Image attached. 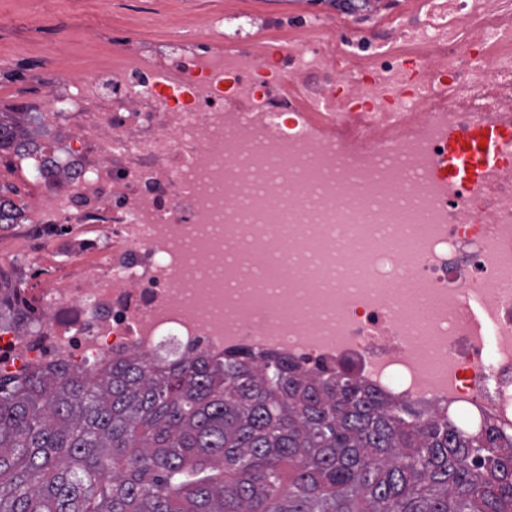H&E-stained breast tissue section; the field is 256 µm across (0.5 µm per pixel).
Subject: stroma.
Wrapping results in <instances>:
<instances>
[{"label":"stroma","mask_w":512,"mask_h":512,"mask_svg":"<svg viewBox=\"0 0 512 512\" xmlns=\"http://www.w3.org/2000/svg\"><path fill=\"white\" fill-rule=\"evenodd\" d=\"M309 6V0H112L107 7L101 0H0V110L11 111L22 101L25 86L38 79L54 44L68 46L70 69L91 73L111 60L118 44L161 45L203 15L239 11L261 21ZM91 26L106 36L95 56L84 40Z\"/></svg>","instance_id":"obj_1"}]
</instances>
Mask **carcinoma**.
<instances>
[{
  "mask_svg": "<svg viewBox=\"0 0 512 512\" xmlns=\"http://www.w3.org/2000/svg\"><path fill=\"white\" fill-rule=\"evenodd\" d=\"M22 136L0 111V154ZM0 512H512V443L348 373L134 355L0 377Z\"/></svg>",
  "mask_w": 512,
  "mask_h": 512,
  "instance_id": "cac0c4a2",
  "label": "carcinoma"
}]
</instances>
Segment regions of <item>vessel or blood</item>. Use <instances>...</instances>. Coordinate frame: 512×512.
<instances>
[{"label": "vessel or blood", "instance_id": "1", "mask_svg": "<svg viewBox=\"0 0 512 512\" xmlns=\"http://www.w3.org/2000/svg\"><path fill=\"white\" fill-rule=\"evenodd\" d=\"M498 161V137L486 129L468 140L449 138L443 170L448 179L479 181Z\"/></svg>", "mask_w": 512, "mask_h": 512}]
</instances>
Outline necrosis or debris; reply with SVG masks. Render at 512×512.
I'll return each mask as SVG.
<instances>
[{"label":"necrosis or debris","instance_id":"obj_1","mask_svg":"<svg viewBox=\"0 0 512 512\" xmlns=\"http://www.w3.org/2000/svg\"><path fill=\"white\" fill-rule=\"evenodd\" d=\"M264 24L288 45H258L252 19L230 12L161 55L124 44L91 74L60 68L55 50L53 77L18 106L28 144L13 162L33 190L14 217L25 259L0 253V270L28 316L0 323V374L246 354L320 378L347 370L386 399L511 436L512 0ZM487 124L501 132L495 169L446 181L449 135ZM402 208L427 227L408 264L389 246L409 230ZM350 242L366 284L341 266ZM264 260L283 262L277 283ZM395 277L445 305L438 378L382 288ZM282 295L298 306L286 319L261 305Z\"/></svg>","mask_w":512,"mask_h":512}]
</instances>
